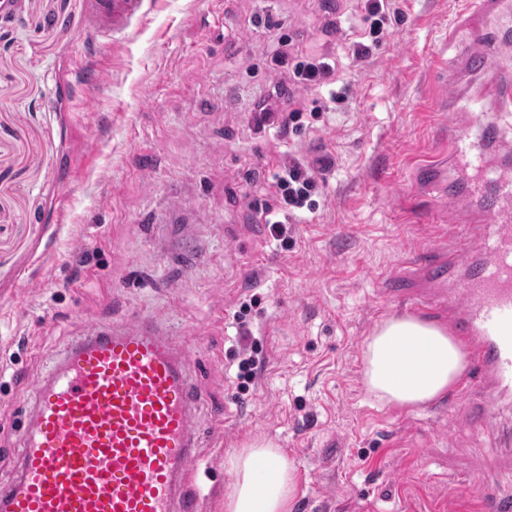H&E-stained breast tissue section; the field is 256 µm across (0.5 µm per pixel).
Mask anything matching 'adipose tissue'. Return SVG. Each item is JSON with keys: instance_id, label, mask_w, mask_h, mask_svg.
I'll return each mask as SVG.
<instances>
[{"instance_id": "adipose-tissue-1", "label": "adipose tissue", "mask_w": 512, "mask_h": 512, "mask_svg": "<svg viewBox=\"0 0 512 512\" xmlns=\"http://www.w3.org/2000/svg\"><path fill=\"white\" fill-rule=\"evenodd\" d=\"M465 368L461 346L441 325L413 316L383 320L368 337L362 379L379 401L421 407L444 395ZM268 462L258 475V462ZM235 481L224 497V512H289L295 496L294 465L271 443L257 438L232 461Z\"/></svg>"}]
</instances>
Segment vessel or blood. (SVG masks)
Returning <instances> with one entry per match:
<instances>
[{"instance_id":"b4317fda","label":"vessel or blood","mask_w":512,"mask_h":512,"mask_svg":"<svg viewBox=\"0 0 512 512\" xmlns=\"http://www.w3.org/2000/svg\"><path fill=\"white\" fill-rule=\"evenodd\" d=\"M100 28L125 30L143 0H95ZM447 83V161L415 170L421 192L452 201L451 247L414 257L397 280L415 306L447 321L469 351L465 386L480 384V425L512 404V0H475ZM197 333L182 341L152 321L95 330L36 390L20 436L19 476L0 482V512H201L184 474L197 444L199 397L188 369ZM473 486L494 512H512L489 474Z\"/></svg>"}]
</instances>
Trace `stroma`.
I'll return each instance as SVG.
<instances>
[{"label":"stroma","instance_id":"35a3bbf8","mask_svg":"<svg viewBox=\"0 0 512 512\" xmlns=\"http://www.w3.org/2000/svg\"><path fill=\"white\" fill-rule=\"evenodd\" d=\"M466 2L402 0L365 62L357 0H144L112 37L93 26L95 0L0 10V482L17 476L20 427L65 352L152 316L201 334L189 482L209 489L204 512H224L230 460L257 436L295 464L290 512H476L471 481L488 467L512 495L499 446L511 418L480 428L474 392L456 385L407 410L362 380L368 336L411 308L381 277L454 218L411 173L448 119L438 67L466 35ZM50 12L69 26L44 27ZM316 56L335 60L346 102L301 89L283 107L319 109L311 127L257 129L255 102ZM293 155L333 166L283 246L256 219ZM243 328L265 358L245 393Z\"/></svg>","mask_w":512,"mask_h":512}]
</instances>
